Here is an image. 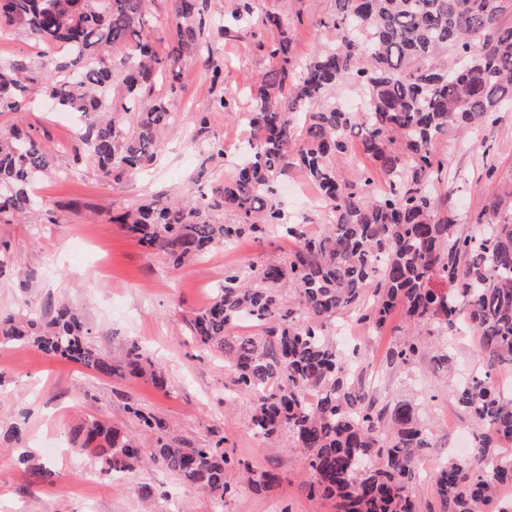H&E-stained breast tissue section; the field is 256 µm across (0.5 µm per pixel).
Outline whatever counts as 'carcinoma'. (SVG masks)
Segmentation results:
<instances>
[{
    "label": "carcinoma",
    "mask_w": 512,
    "mask_h": 512,
    "mask_svg": "<svg viewBox=\"0 0 512 512\" xmlns=\"http://www.w3.org/2000/svg\"><path fill=\"white\" fill-rule=\"evenodd\" d=\"M145 2L0 0V35H26L61 53L49 70L23 57L0 63V112L25 111L29 89L41 88L57 111L76 119V161H91L105 179L139 174L160 150L176 108L181 61L204 53L211 26L206 0H171L163 21L147 15ZM254 4L232 0L218 34L252 24ZM508 9L512 0H335L320 25L335 30L338 42L301 64L281 16L264 14L262 25L278 36L261 44L269 66L250 84V111L234 113L253 137L224 186L198 197H157L115 219L176 269L226 241L272 229L295 241L277 261L224 272L186 328L202 351L224 356L233 384L252 396L254 434H286L306 452L308 494L334 500L336 512H418L417 462L430 437L413 405H377L355 379L356 360L328 336L330 321L380 335L400 313L411 334L388 349L389 367L426 352L437 367L451 368L444 334L460 327L477 338L486 372L512 363V179L489 166V202L473 217L475 230L461 233L441 204L447 159L435 150L448 130L492 123L512 105V27L498 24ZM161 25L169 32L164 52L143 36ZM205 63L219 82L224 63L211 52ZM159 83L169 95L153 96ZM343 83L357 86L365 111L327 100ZM355 132L373 167L347 182L336 163L350 155ZM51 168L41 140L23 124L0 131V188L8 189L0 195L1 224L40 205L33 187ZM291 169L329 210L319 235L286 219L274 198L275 179ZM224 211L236 222L217 221ZM243 320L257 332L232 335ZM90 335L67 304L49 319L0 317V343L165 387L163 370L137 344L114 357ZM448 397L479 433L471 458H450L435 473L439 512H485L491 504L512 512V500L500 499L501 488L512 487V456L498 451L512 444V397L485 375L455 383ZM124 410L159 433L150 456L105 420L72 429L73 443L100 459L106 474L130 473L148 458L221 505L243 483L261 487L236 476L221 443L193 445L134 405Z\"/></svg>",
    "instance_id": "carcinoma-1"
}]
</instances>
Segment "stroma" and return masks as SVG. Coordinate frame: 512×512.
<instances>
[{
  "label": "stroma",
  "instance_id": "obj_1",
  "mask_svg": "<svg viewBox=\"0 0 512 512\" xmlns=\"http://www.w3.org/2000/svg\"><path fill=\"white\" fill-rule=\"evenodd\" d=\"M334 9V0H292L284 24L297 59L335 44V34L318 25ZM273 37L258 26L234 37H215L224 62V78L216 84L202 58L182 60L180 109L160 135L162 147L153 164L133 178L108 181L89 162H76L75 130L64 115L37 106L24 112L23 121L36 130L59 174L36 184L40 210L22 222L0 224V316L40 312L55 302L73 304L97 346L116 353L137 342L163 368L168 387L102 377L26 346L0 345V512H334L330 501L309 496L303 452L286 447L284 440L254 435L249 396L234 390L223 357L201 352L184 325L207 304L226 269L278 260L293 242L273 231L224 244L176 269L114 221L155 196H197L223 185L251 132L215 111L214 102L225 96L238 111L249 110L243 80L265 70L268 60L259 45ZM197 111L214 114L207 134L198 133L191 120ZM210 139L223 141V155L201 151ZM437 149L448 160V209L459 231L469 232L471 218L488 202V165H496L500 175L512 173V110L501 111L477 139L449 131ZM287 181L301 189L279 193L282 209L309 232L321 233L325 206L300 173H288ZM406 331L398 317L381 336L357 326L351 344L359 350L363 380L378 402H410L431 423L432 446L419 460L424 475L415 493L421 512H438L427 473L447 459L453 433L471 437L476 427L449 400L445 376L429 357L405 369L384 364L387 345ZM128 403L193 444L223 441L234 462L268 474L270 483L258 491L240 487L219 506L158 466L119 477L104 474L97 459L72 446L70 429L83 418H107L152 450L156 433L124 412ZM24 451L55 471L54 482L18 465Z\"/></svg>",
  "mask_w": 512,
  "mask_h": 512
}]
</instances>
